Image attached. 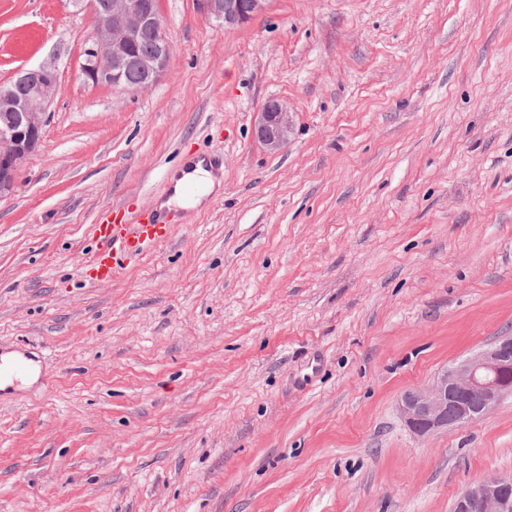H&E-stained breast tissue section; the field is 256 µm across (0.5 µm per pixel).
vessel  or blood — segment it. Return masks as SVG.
I'll return each instance as SVG.
<instances>
[{
    "label": "vessel or blood",
    "mask_w": 512,
    "mask_h": 512,
    "mask_svg": "<svg viewBox=\"0 0 512 512\" xmlns=\"http://www.w3.org/2000/svg\"><path fill=\"white\" fill-rule=\"evenodd\" d=\"M185 221L184 213L156 203L138 214L134 221L112 219L95 224L93 235L97 247L90 261L95 278L112 279L132 261L147 258L151 249L170 241L174 225Z\"/></svg>",
    "instance_id": "vessel-or-blood-1"
}]
</instances>
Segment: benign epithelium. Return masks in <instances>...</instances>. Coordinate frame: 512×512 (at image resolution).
<instances>
[{"label":"benign epithelium","mask_w":512,"mask_h":512,"mask_svg":"<svg viewBox=\"0 0 512 512\" xmlns=\"http://www.w3.org/2000/svg\"><path fill=\"white\" fill-rule=\"evenodd\" d=\"M200 9L220 29H232L263 12L269 0H197ZM83 0H75L81 5ZM95 36L84 48L83 80L94 86L132 90L127 78L135 70L145 76L140 89L156 83L167 70L173 47L162 24L158 4L141 0H88ZM154 28L157 51L139 57L133 49L140 32ZM24 88L18 92V88ZM59 92L55 72L42 67L19 74L0 85V112L12 121L0 130V195L10 192L35 144L42 140L47 106ZM292 113L279 100L265 102L255 126L257 140L270 151L288 143ZM512 336H501L450 367L441 369L422 387L406 390L396 409L417 438L463 427L493 412L512 398ZM453 512H512V474L493 475L476 482L457 496Z\"/></svg>","instance_id":"obj_1"}]
</instances>
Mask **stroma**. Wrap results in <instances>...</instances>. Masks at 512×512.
Instances as JSON below:
<instances>
[{
    "instance_id": "stroma-1",
    "label": "stroma",
    "mask_w": 512,
    "mask_h": 512,
    "mask_svg": "<svg viewBox=\"0 0 512 512\" xmlns=\"http://www.w3.org/2000/svg\"><path fill=\"white\" fill-rule=\"evenodd\" d=\"M158 10L169 67L128 92L83 82L86 9L0 0V84H60L0 198V357L37 373L0 389V512H451L512 473V399L424 439L395 408L512 336V0ZM204 151L219 192L92 279L99 214ZM200 9L219 29L241 26L263 12L269 0H197ZM293 128L292 112L279 100L265 102L255 126L257 140L270 151H279L288 143Z\"/></svg>"
}]
</instances>
